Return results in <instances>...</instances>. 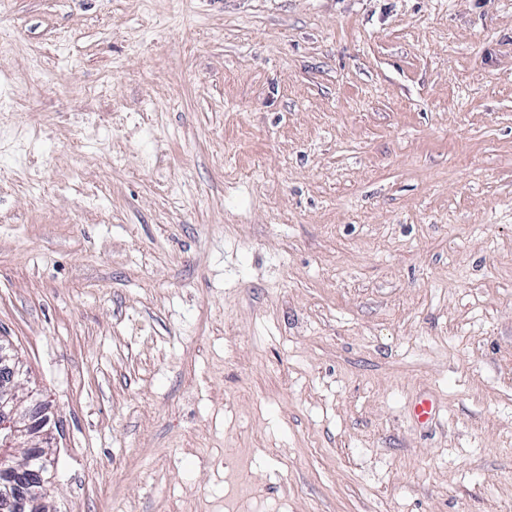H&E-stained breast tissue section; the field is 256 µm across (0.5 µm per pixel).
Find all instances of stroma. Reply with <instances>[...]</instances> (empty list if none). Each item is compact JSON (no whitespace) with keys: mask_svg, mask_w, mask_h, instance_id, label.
<instances>
[{"mask_svg":"<svg viewBox=\"0 0 512 512\" xmlns=\"http://www.w3.org/2000/svg\"><path fill=\"white\" fill-rule=\"evenodd\" d=\"M1 42L50 512H512V0H0Z\"/></svg>","mask_w":512,"mask_h":512,"instance_id":"stroma-1","label":"stroma"}]
</instances>
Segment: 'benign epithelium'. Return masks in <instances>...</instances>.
<instances>
[{
    "label": "benign epithelium",
    "mask_w": 512,
    "mask_h": 512,
    "mask_svg": "<svg viewBox=\"0 0 512 512\" xmlns=\"http://www.w3.org/2000/svg\"><path fill=\"white\" fill-rule=\"evenodd\" d=\"M20 361L13 345L0 339V512H42L41 492L49 480L48 455L26 457L17 467L6 462L14 448L27 447L35 440L51 443L52 430L40 406H20L18 394Z\"/></svg>",
    "instance_id": "1"
}]
</instances>
